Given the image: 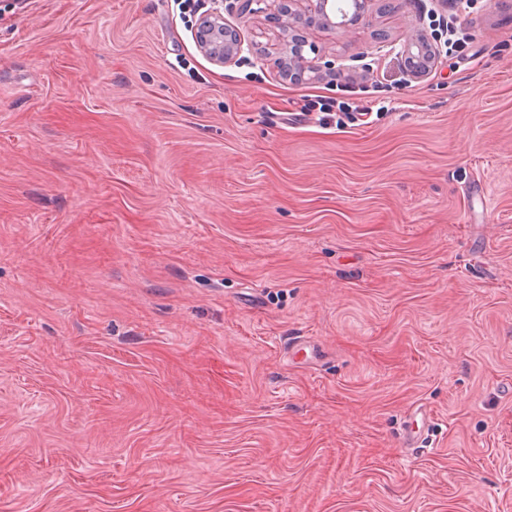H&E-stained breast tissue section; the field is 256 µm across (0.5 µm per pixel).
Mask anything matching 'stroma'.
I'll list each match as a JSON object with an SVG mask.
<instances>
[{
  "mask_svg": "<svg viewBox=\"0 0 512 512\" xmlns=\"http://www.w3.org/2000/svg\"><path fill=\"white\" fill-rule=\"evenodd\" d=\"M265 8L224 20L271 52ZM436 12L468 56L376 52ZM198 17L0 0V512H512V0L309 28L345 127ZM213 3V9L196 26L194 39L210 63L226 65L242 55L245 42L237 28L224 25V14L220 8L223 1L215 0ZM436 16L438 17V20H435L438 22V24L444 26L448 34V39L445 42L447 44V53L450 52H456V53H463L465 49L469 46L471 42V37L464 33L460 26L454 22V20L451 17H448V21L445 20L444 17L436 13ZM308 108V113L313 111L319 112L320 117L318 120L322 124L327 125L335 123L336 126H345L347 124L355 125L356 123L362 124L366 121L363 119L364 116L369 114V112H360L358 108L353 109L348 102L338 100V98H336V100L312 101ZM433 420L431 410L423 403L414 405L409 410V415L405 422V428L402 434L403 448H420L422 441V429ZM420 424V425H419Z\"/></svg>",
  "mask_w": 512,
  "mask_h": 512,
  "instance_id": "obj_1",
  "label": "stroma"
}]
</instances>
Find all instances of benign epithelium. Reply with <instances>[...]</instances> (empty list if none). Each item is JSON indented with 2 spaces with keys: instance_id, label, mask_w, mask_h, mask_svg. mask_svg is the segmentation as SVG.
Instances as JSON below:
<instances>
[{
  "instance_id": "7a95c632",
  "label": "benign epithelium",
  "mask_w": 512,
  "mask_h": 512,
  "mask_svg": "<svg viewBox=\"0 0 512 512\" xmlns=\"http://www.w3.org/2000/svg\"><path fill=\"white\" fill-rule=\"evenodd\" d=\"M298 0H280L281 7L277 10L280 26L290 34L291 40L300 47L306 45L302 30L316 24L331 27L336 34L343 36L353 31L356 24L365 29L370 26L366 17V7L369 0H345L346 8L334 13H328L329 0H305L306 10L300 12L293 9ZM222 0H214L213 9L200 20L194 30V39L202 55L212 64L226 65L236 61L243 52L253 51V45L244 44L237 28L224 25V14L220 8ZM428 45V40L422 34H415L401 46L403 56L410 58V76L422 78L431 72V67L418 59L421 46ZM299 64L301 74H310V79L316 80L325 71L335 69L332 62H320L315 58L308 59L300 56L295 59Z\"/></svg>"
}]
</instances>
